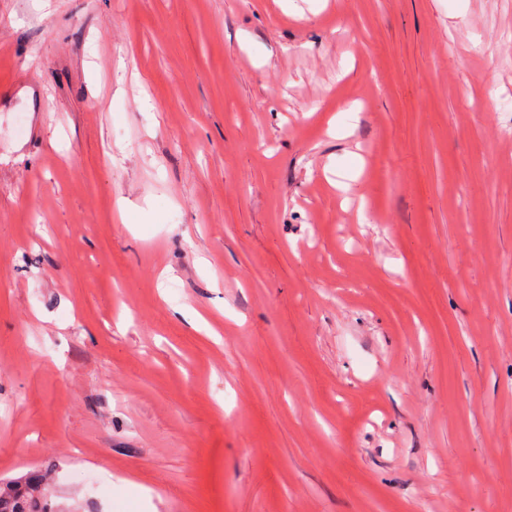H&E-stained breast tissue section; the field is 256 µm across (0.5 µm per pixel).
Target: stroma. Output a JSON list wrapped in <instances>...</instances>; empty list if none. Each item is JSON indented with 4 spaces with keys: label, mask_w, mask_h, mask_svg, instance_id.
Returning a JSON list of instances; mask_svg holds the SVG:
<instances>
[{
    "label": "stroma",
    "mask_w": 512,
    "mask_h": 512,
    "mask_svg": "<svg viewBox=\"0 0 512 512\" xmlns=\"http://www.w3.org/2000/svg\"><path fill=\"white\" fill-rule=\"evenodd\" d=\"M37 470L60 512H512V0H0Z\"/></svg>",
    "instance_id": "35a3bbf8"
}]
</instances>
